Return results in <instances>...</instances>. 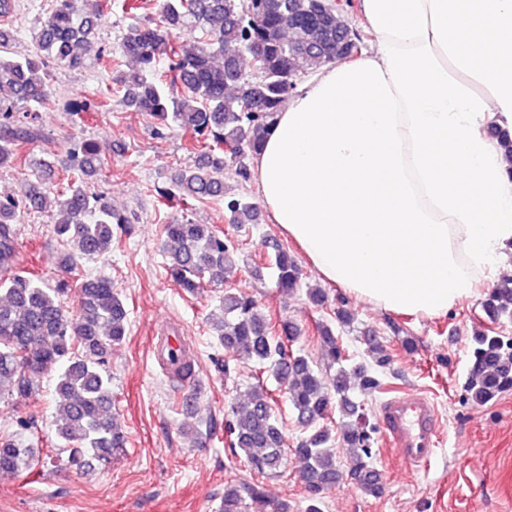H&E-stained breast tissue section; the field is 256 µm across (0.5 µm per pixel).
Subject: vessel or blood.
I'll return each instance as SVG.
<instances>
[{
  "mask_svg": "<svg viewBox=\"0 0 512 512\" xmlns=\"http://www.w3.org/2000/svg\"><path fill=\"white\" fill-rule=\"evenodd\" d=\"M379 417L386 446L415 466L431 463L442 428L428 396L414 392L392 396L382 404Z\"/></svg>",
  "mask_w": 512,
  "mask_h": 512,
  "instance_id": "b4317fda",
  "label": "vessel or blood"
}]
</instances>
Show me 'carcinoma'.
<instances>
[{"instance_id":"cac0c4a2","label":"carcinoma","mask_w":512,"mask_h":512,"mask_svg":"<svg viewBox=\"0 0 512 512\" xmlns=\"http://www.w3.org/2000/svg\"><path fill=\"white\" fill-rule=\"evenodd\" d=\"M82 2L52 0L33 32V51L27 56H13L11 37L0 30V170H27L19 192L0 196V399L26 397L38 389L46 372L59 369L52 427L62 447L70 449V465L78 470L107 469L126 446L112 417V388L103 366L126 336L128 313L106 278H78L51 288L38 275H21L14 224L28 213L54 218L53 233L64 246L59 266L71 274L83 261L110 253L116 230L129 223L91 185L108 171L106 160L91 145L71 143L68 174L57 184L48 182L53 161L22 153L40 138L34 120L53 95L38 72L53 65L75 69L112 54L96 40L103 4L96 2L86 12ZM343 12L332 0H279L273 6L267 0H161L160 21L128 26L118 48L136 59L140 70L118 71L112 83L123 91L127 107L153 120L155 135L173 124L190 135V150L200 157L194 167L171 175L159 194L183 201L224 200L219 174L233 157L259 150L270 122L293 92L294 77L333 64L345 52ZM248 43L258 52V79L243 67L244 58L252 57L243 50ZM161 61L169 63V78H148ZM225 209L232 224L257 220L256 207L243 196L225 200ZM162 234L167 273L192 295L206 283H224L235 270L233 245L210 224L184 217L162 225ZM272 250L277 286L291 292L298 287L300 270L282 244L274 243ZM69 293L76 302L72 311L62 301ZM482 311L487 326L473 336L466 382L469 399L478 405L512 389V339L494 334L492 328L501 318H512V288L489 292ZM211 321L226 353L214 359L216 371L229 379L236 354L264 366L284 386L297 422L310 429L296 447L288 448L274 399L260 385L247 402L228 405L224 433L229 447L243 452L250 470L275 475L293 454L308 493L305 512H321L323 492L346 475L365 493L378 494L372 466L375 427L351 390L355 381L364 391L381 386L380 376L393 361L386 347L371 339L365 350L368 360L346 366L339 337L331 324L320 322L321 343L338 365L328 376L315 371L304 355L288 352L302 327L293 321L271 324L249 296L224 293L220 314ZM161 355L174 381L193 378L194 360L183 346L168 345ZM335 411L341 416L339 439L348 449L345 467L336 461L332 429L324 424ZM33 462V449L0 437V473L28 470ZM246 496L258 512H265L268 502L256 483L225 484L220 512H242Z\"/></svg>"}]
</instances>
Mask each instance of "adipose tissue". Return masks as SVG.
Returning a JSON list of instances; mask_svg holds the SVG:
<instances>
[{"mask_svg": "<svg viewBox=\"0 0 512 512\" xmlns=\"http://www.w3.org/2000/svg\"><path fill=\"white\" fill-rule=\"evenodd\" d=\"M374 40L278 112L254 173L320 279L440 316L512 245V0H359Z\"/></svg>", "mask_w": 512, "mask_h": 512, "instance_id": "ef3b65f1", "label": "adipose tissue"}]
</instances>
